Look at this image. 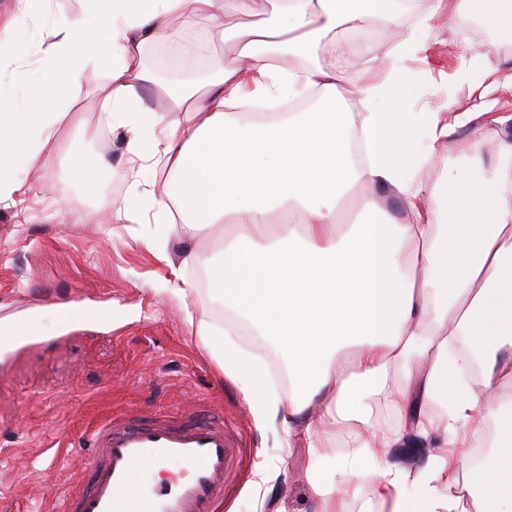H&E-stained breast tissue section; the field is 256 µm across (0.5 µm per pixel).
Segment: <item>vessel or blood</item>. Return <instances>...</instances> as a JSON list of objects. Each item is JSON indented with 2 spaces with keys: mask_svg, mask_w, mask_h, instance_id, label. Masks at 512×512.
Masks as SVG:
<instances>
[{
  "mask_svg": "<svg viewBox=\"0 0 512 512\" xmlns=\"http://www.w3.org/2000/svg\"><path fill=\"white\" fill-rule=\"evenodd\" d=\"M83 441L91 465L79 490L65 494V512H220L225 470L237 454L223 417L205 409L111 413ZM171 464L181 476L155 480Z\"/></svg>",
  "mask_w": 512,
  "mask_h": 512,
  "instance_id": "b4317fda",
  "label": "vessel or blood"
}]
</instances>
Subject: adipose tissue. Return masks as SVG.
<instances>
[{"mask_svg": "<svg viewBox=\"0 0 512 512\" xmlns=\"http://www.w3.org/2000/svg\"><path fill=\"white\" fill-rule=\"evenodd\" d=\"M257 27L221 29L225 0H84L83 11L48 29L51 63L25 103L17 86L0 81V202L24 178H38L42 154L70 114L74 84L107 73V121L124 128L131 161L164 164L161 189L122 202L112 216L141 223L142 202L175 208L168 230L211 236L231 219L233 240L220 260L197 253L209 290L258 338L243 347L234 330L187 317L221 374L242 379L241 392L259 430L281 429L284 446L303 443L321 470L312 474V512H343L344 500L371 482L364 512H512V141L493 128L512 121L496 112L495 95L512 91V73L454 27L447 41L478 73L469 83L472 107L446 118L441 109L384 112L389 90L406 95L404 58L425 51L424 31L406 32L389 0H265ZM432 12L478 17L512 36V0H433ZM386 25L396 59L380 81L342 94L334 64L321 46L346 52L349 35L371 22ZM213 24V36L234 42L228 64L214 66L204 87L164 91L170 112L140 95L156 76L143 48L165 38L183 53L184 33ZM302 59V66L291 63ZM316 92L311 112L244 122L240 107ZM358 127L370 151L353 163L348 132ZM467 129L487 155L435 177L446 142ZM68 180L94 188L105 158L83 142L66 151ZM384 186L402 198V220L384 216L367 190ZM364 190L361 221L341 230V201ZM291 211L297 224H277ZM276 348L288 369V392L276 391L265 360ZM481 375L467 379L472 362ZM378 390L397 423L363 411ZM495 433L493 461L464 479L461 463L486 429ZM445 449L411 472L384 459L408 436Z\"/></svg>", "mask_w": 512, "mask_h": 512, "instance_id": "adipose-tissue-1", "label": "adipose tissue"}]
</instances>
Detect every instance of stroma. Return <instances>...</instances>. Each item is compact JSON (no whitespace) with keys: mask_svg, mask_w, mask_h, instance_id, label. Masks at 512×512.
<instances>
[{"mask_svg":"<svg viewBox=\"0 0 512 512\" xmlns=\"http://www.w3.org/2000/svg\"><path fill=\"white\" fill-rule=\"evenodd\" d=\"M431 3L393 0L406 28L423 22L430 33L428 50L405 61L417 93L401 106L424 112L446 102L458 112L469 104L466 87L457 83L463 56L445 42V24L480 43L506 74L512 73V39L463 26L458 15H429ZM83 5L41 0L18 32L23 55L0 76L21 72L19 91L27 93L48 60L42 29L79 15ZM369 41L363 64L341 66L342 90L366 83L370 72H381L391 60L394 39L387 30L375 28ZM81 132L77 123L62 122L43 151L39 181L0 203V312L39 309L43 327L35 345L0 354V512H60L64 492L77 490L89 470L91 450L77 440L94 414L199 407L223 417L240 448L225 477L226 512H258L248 482L257 462L279 454L284 436L257 429L239 382L203 358L199 337L188 331V313L224 323L221 304L199 290L185 301L171 292L177 278L197 279V267H182L184 253H219L233 227L225 225L220 239L176 238L154 208L142 224L118 218L95 223L96 212L129 194L133 178L107 170L92 190L64 183L63 156ZM63 193L77 223L52 216ZM61 304L109 308L116 318L64 329L56 314ZM310 468L305 448H294L287 475L273 490L286 512H312Z\"/></svg>","mask_w":512,"mask_h":512,"instance_id":"1","label":"stroma"}]
</instances>
